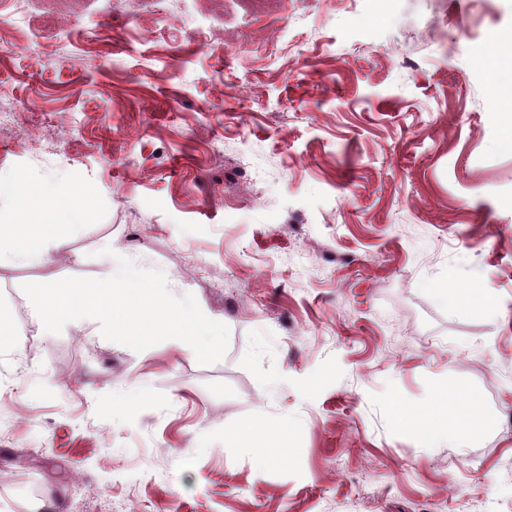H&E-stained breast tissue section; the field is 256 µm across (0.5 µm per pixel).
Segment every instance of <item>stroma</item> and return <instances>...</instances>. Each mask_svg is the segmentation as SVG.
<instances>
[{
	"label": "stroma",
	"instance_id": "obj_1",
	"mask_svg": "<svg viewBox=\"0 0 512 512\" xmlns=\"http://www.w3.org/2000/svg\"><path fill=\"white\" fill-rule=\"evenodd\" d=\"M512 0H38L0 10V177L90 216L0 266V512H512ZM165 273L230 330L210 365L23 292ZM475 288L453 310L441 288ZM143 392L134 408L114 395ZM477 398L461 442L395 410ZM288 421L287 436L277 429ZM266 423L258 465L229 434ZM494 63L506 82L510 81V97L504 94L498 103L495 112H512V56L494 57Z\"/></svg>",
	"mask_w": 512,
	"mask_h": 512
}]
</instances>
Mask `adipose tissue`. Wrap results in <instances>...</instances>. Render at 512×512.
<instances>
[{
	"label": "adipose tissue",
	"mask_w": 512,
	"mask_h": 512,
	"mask_svg": "<svg viewBox=\"0 0 512 512\" xmlns=\"http://www.w3.org/2000/svg\"><path fill=\"white\" fill-rule=\"evenodd\" d=\"M0 264H50L49 240L63 239L69 224L85 217L87 205L63 184L42 182L27 192L0 183Z\"/></svg>",
	"instance_id": "ef3b65f1"
}]
</instances>
